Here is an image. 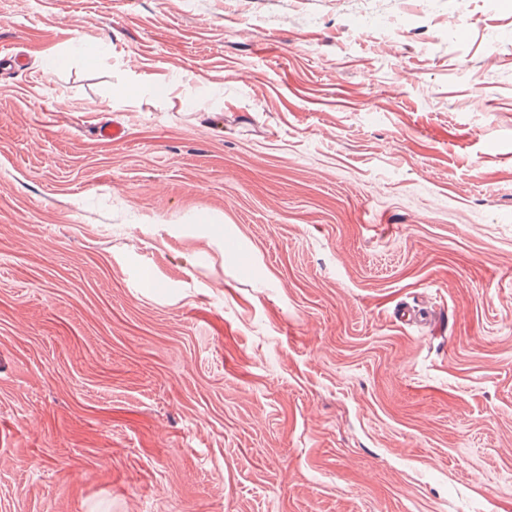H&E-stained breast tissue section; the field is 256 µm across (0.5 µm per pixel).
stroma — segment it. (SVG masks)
<instances>
[{"instance_id": "stroma-1", "label": "stroma", "mask_w": 512, "mask_h": 512, "mask_svg": "<svg viewBox=\"0 0 512 512\" xmlns=\"http://www.w3.org/2000/svg\"><path fill=\"white\" fill-rule=\"evenodd\" d=\"M0 51V512H512V0H0Z\"/></svg>"}]
</instances>
